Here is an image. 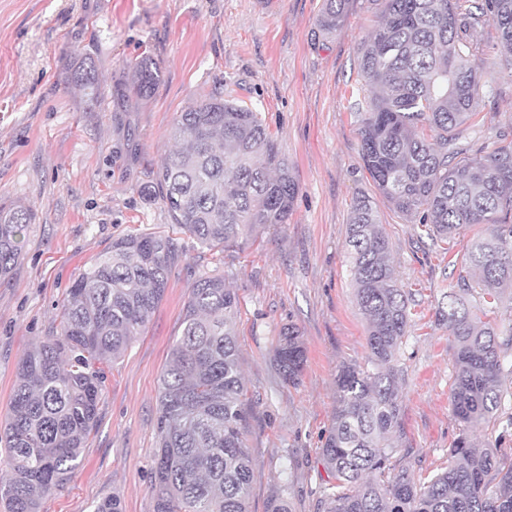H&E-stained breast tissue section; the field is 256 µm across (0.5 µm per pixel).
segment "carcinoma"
Listing matches in <instances>:
<instances>
[{
	"label": "carcinoma",
	"instance_id": "obj_1",
	"mask_svg": "<svg viewBox=\"0 0 512 512\" xmlns=\"http://www.w3.org/2000/svg\"><path fill=\"white\" fill-rule=\"evenodd\" d=\"M374 2L379 15L357 47L359 74L375 90L355 103L364 169L386 202L433 240L486 225L435 318L454 339L453 413L468 428L492 427L497 447L463 433L448 451V466L423 484L391 466L401 431L397 361L415 299L398 283L374 202L361 194L347 245L367 324V364L338 368L336 409L321 448L332 479L324 512H512V453L499 447L512 436V416L497 427L502 397L512 390V328L506 334L484 320L512 288V140L501 135L474 148L458 136L480 101L478 29L495 25L500 68L512 76V0ZM345 4L323 0L318 27L335 32ZM161 78L159 64L144 57L112 96L133 112ZM72 80L97 97L92 67L75 69ZM170 135L176 149L148 194L199 244L222 248L258 224L288 222L298 184L262 113L215 90L181 112ZM34 221L31 207L0 202V279L13 272L23 227ZM178 256L169 235L113 239L69 289L60 331L21 358L10 413L0 422L5 512H40L78 466L98 423V366L121 358L146 326ZM238 306L222 275H201L189 289L158 388L154 512H249ZM274 361L285 379L299 380L305 351L295 325L281 329Z\"/></svg>",
	"mask_w": 512,
	"mask_h": 512
}]
</instances>
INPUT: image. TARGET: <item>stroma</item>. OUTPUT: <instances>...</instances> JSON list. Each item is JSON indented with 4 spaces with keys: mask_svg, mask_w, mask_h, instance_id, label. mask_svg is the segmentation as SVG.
Segmentation results:
<instances>
[{
    "mask_svg": "<svg viewBox=\"0 0 512 512\" xmlns=\"http://www.w3.org/2000/svg\"><path fill=\"white\" fill-rule=\"evenodd\" d=\"M323 0H0V200L32 207L22 256L0 280V421L10 408L22 355L58 333L74 280L113 238L170 231L159 198L142 189L174 144L179 113L212 87L262 112L298 183L284 224H260L208 250L177 234L181 257L165 296L127 353L103 366L99 421L80 465L41 512H93L106 497L122 512H154L150 472L157 451V389L194 280L223 276L239 298L236 331L254 467L250 512L284 497L292 512H322L327 473L320 455L336 407L337 367L364 362L367 326L347 272L346 227L356 196H376L363 167L356 100L367 94L357 46L376 14L373 0H347L336 32L316 18ZM486 51L476 116L462 128L474 146L512 138V79L499 72L497 31ZM162 80L150 99L116 117L112 87L141 57ZM94 68L101 95L89 99L72 68ZM377 208L402 285L419 301L400 353L401 427L396 444L415 481L448 464L462 432L452 412L453 351L435 308L475 230L449 246L420 225ZM298 327L306 351L299 381L273 363L282 327Z\"/></svg>",
    "mask_w": 512,
    "mask_h": 512,
    "instance_id": "35a3bbf8",
    "label": "stroma"
}]
</instances>
